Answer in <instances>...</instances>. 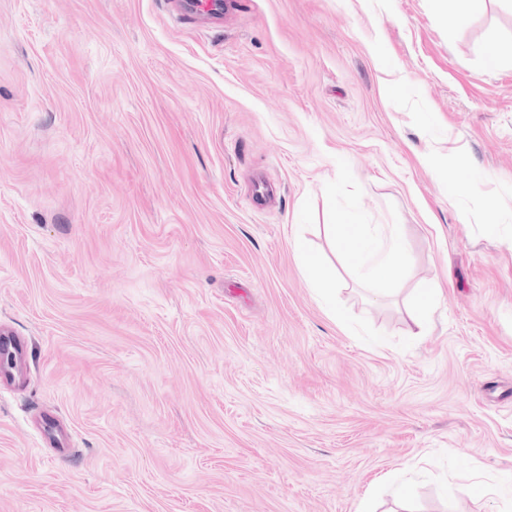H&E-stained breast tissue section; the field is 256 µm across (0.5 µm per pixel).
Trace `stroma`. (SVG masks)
I'll use <instances>...</instances> for the list:
<instances>
[{
	"label": "stroma",
	"mask_w": 512,
	"mask_h": 512,
	"mask_svg": "<svg viewBox=\"0 0 512 512\" xmlns=\"http://www.w3.org/2000/svg\"><path fill=\"white\" fill-rule=\"evenodd\" d=\"M440 6L0 0V512H512V0ZM345 212L400 225L396 293ZM334 224H325L326 235L330 240L336 243L338 239H345L349 237L361 236L366 237L367 229L365 224H355V220L349 217L343 216L336 221ZM298 249L301 253L304 266L308 272L310 283L313 290L324 301L330 313L333 315L335 319L336 317L343 318L344 314L339 309L336 308V289L329 288L328 284L325 281V274L322 268L318 266L315 260L307 254L304 247L302 245H299ZM0 347H2L11 356V362L0 368V378L13 375L18 362L24 368L25 359L28 353V342L22 336H18L13 331L0 329Z\"/></svg>",
	"instance_id": "obj_1"
}]
</instances>
